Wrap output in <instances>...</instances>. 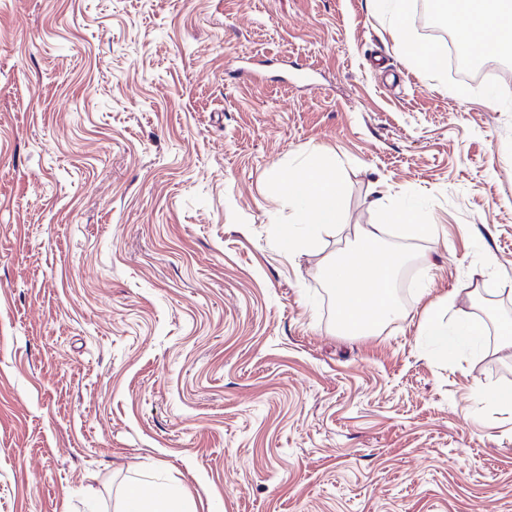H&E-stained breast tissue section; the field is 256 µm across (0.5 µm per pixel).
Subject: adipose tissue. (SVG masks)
Listing matches in <instances>:
<instances>
[{
    "label": "adipose tissue",
    "mask_w": 512,
    "mask_h": 512,
    "mask_svg": "<svg viewBox=\"0 0 512 512\" xmlns=\"http://www.w3.org/2000/svg\"><path fill=\"white\" fill-rule=\"evenodd\" d=\"M472 8L459 20V43L463 52L502 56L512 54V0H470ZM281 196L294 212L296 223L305 225L304 241L284 237L282 247L295 253L299 246H314L340 222V187L336 168L321 155H310L294 175L279 180ZM404 224L407 233L431 237L435 225L413 224L395 207L383 210V221L360 227L356 245L329 263L326 275L336 298V324L346 334L379 329L397 313L391 290L398 255L381 254L377 243L388 225ZM487 325L458 308L455 297L431 306L420 324L432 350L444 357H455L477 349ZM117 512H182L181 493L170 488L151 493L138 483L122 491Z\"/></svg>",
    "instance_id": "ef3b65f1"
}]
</instances>
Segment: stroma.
<instances>
[{
    "label": "stroma",
    "instance_id": "obj_1",
    "mask_svg": "<svg viewBox=\"0 0 512 512\" xmlns=\"http://www.w3.org/2000/svg\"><path fill=\"white\" fill-rule=\"evenodd\" d=\"M421 0H0V512H512V353L446 360L430 303L512 316V57L416 67ZM322 153L341 222L276 179ZM400 201L406 286L336 329L324 268ZM281 196L294 212V224H305L303 245L313 247L340 223V187L336 168L311 154L294 175L278 181ZM117 512H185L181 510V493L172 487L153 494L139 483L128 484L122 491Z\"/></svg>",
    "mask_w": 512,
    "mask_h": 512
}]
</instances>
